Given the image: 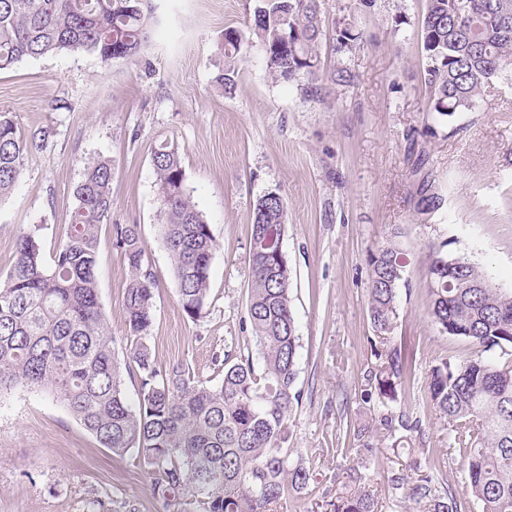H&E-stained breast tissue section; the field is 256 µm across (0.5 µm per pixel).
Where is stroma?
Instances as JSON below:
<instances>
[{
    "label": "stroma",
    "mask_w": 512,
    "mask_h": 512,
    "mask_svg": "<svg viewBox=\"0 0 512 512\" xmlns=\"http://www.w3.org/2000/svg\"><path fill=\"white\" fill-rule=\"evenodd\" d=\"M157 23L136 55L103 62L90 52L48 54L0 72V113L27 133L48 138L32 150L20 179L0 200V278L14 262L20 230L38 228L52 253L75 207L86 163H112V221L102 224L99 299L118 354L127 334L128 268L111 241L112 224L140 229L155 275L147 343L160 369L180 364L201 380L218 379L228 352L245 347L249 232L257 198L273 192L287 205L284 248L300 349L289 448L313 473L283 512H324L337 472L366 467L378 512H405L391 494V472L418 460L438 469L459 512H481L467 485L463 455L448 449V430L423 417L429 437L415 456L393 453L380 438L373 456L357 452L347 428L371 416L360 393L371 365L368 315L370 252L395 240L404 254L399 317L392 342L411 360L412 394L431 366L468 357L464 341L439 333L428 316L427 254L447 243L492 280L512 285V71L494 79L476 108L446 117L424 84L420 20L425 0H373L349 10L325 0L333 26L359 39L337 54L321 49L323 101L297 84L272 79L261 47L237 64L231 93L214 78L226 28L248 31L255 0H152ZM346 85L332 83L336 69ZM178 149L186 185L213 237L210 295L202 316L178 302L161 240L154 148ZM430 181L443 197L417 210ZM0 512H169L152 492L139 458H117L66 406L44 390L0 393Z\"/></svg>",
    "instance_id": "stroma-1"
}]
</instances>
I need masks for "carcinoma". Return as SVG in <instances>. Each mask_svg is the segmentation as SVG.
<instances>
[{"label": "carcinoma", "mask_w": 512, "mask_h": 512, "mask_svg": "<svg viewBox=\"0 0 512 512\" xmlns=\"http://www.w3.org/2000/svg\"><path fill=\"white\" fill-rule=\"evenodd\" d=\"M323 0H256L251 37L224 32V68L215 82L234 87L237 59L258 44L275 80L307 77L300 90L323 98L318 48L327 38ZM152 9L144 0H0V71L60 51L91 52L110 62L136 55L149 38ZM425 85L443 116L476 107L492 79L512 69V0H426L422 15ZM358 36L335 31L336 52ZM46 138L25 134L0 114V199L17 185L29 149ZM161 203L163 243L192 319L210 292L211 263L220 245L185 184L178 150L151 157ZM73 221L50 257L39 228L18 234L15 262L0 280V391L17 386L50 391L114 455L137 453L153 473L154 494L188 503L194 512H279L311 474L291 458L288 421L300 337L291 307V270L284 248L286 205L268 193L257 199L250 225L247 315L255 350L224 358L216 383L194 380L181 365L159 369L146 343L154 308V274L136 224H113V245L129 277L126 323L135 345L138 400L124 391L98 294L100 224L112 215V165L90 160L74 190ZM442 198L422 185L418 207ZM432 247L427 267L429 316L441 333L470 342L461 360L448 357L428 371L423 403L448 425V448H463L468 485L481 512H512V289L493 285L474 263ZM369 320L377 364L365 375L362 400L378 412L392 448L424 442L416 400L406 392L411 363L390 344L398 318L404 262L390 240L368 258ZM260 363H254L253 355ZM414 476H391L393 497L426 512H458L437 474L414 462ZM326 512H378L370 478L352 467L338 482Z\"/></svg>", "instance_id": "carcinoma-1"}]
</instances>
